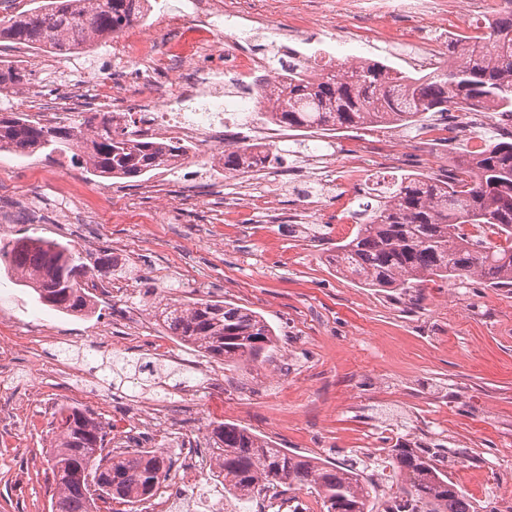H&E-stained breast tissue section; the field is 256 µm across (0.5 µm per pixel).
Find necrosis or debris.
I'll return each mask as SVG.
<instances>
[{
    "mask_svg": "<svg viewBox=\"0 0 512 512\" xmlns=\"http://www.w3.org/2000/svg\"><path fill=\"white\" fill-rule=\"evenodd\" d=\"M259 9L246 11L233 0H181L170 6L160 0L159 19L151 41L135 32L120 29L108 42L110 49L131 58L135 65L112 89L109 116L112 129L131 138L158 143L183 144L181 155L169 158L170 171L195 167L197 178L222 173L226 150L248 145L254 151L278 149L285 137L267 118L270 109L264 93L276 86L288 64L315 66L330 60L329 48L313 49L306 44L279 51L277 55L252 53L247 49L255 33L266 32L276 39L281 31L269 25L274 0H262ZM378 12H400L424 29L413 66L435 68L445 39L455 30L454 9L439 0H379ZM229 27L236 34L231 43L213 39L176 51L186 28ZM213 469L211 457H200L196 475L184 477L189 492L176 499L161 498L157 512H244L240 506H225L221 485L206 482Z\"/></svg>",
    "mask_w": 512,
    "mask_h": 512,
    "instance_id": "necrosis-or-debris-1",
    "label": "necrosis or debris"
}]
</instances>
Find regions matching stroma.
Here are the masks:
<instances>
[{
  "mask_svg": "<svg viewBox=\"0 0 512 512\" xmlns=\"http://www.w3.org/2000/svg\"><path fill=\"white\" fill-rule=\"evenodd\" d=\"M360 3L358 13L341 18L336 0H320L322 17L302 38L316 47L332 32L337 61L353 54L409 69L408 47L357 39L362 30L403 28L405 19L375 17L374 0ZM106 52L96 39L45 70L40 62L50 51L0 41V59L26 74L16 89L0 92V110L44 112L52 125L83 123L92 113L85 103L53 101L66 78L61 67L73 64L78 79L96 88ZM471 118L455 141L423 139L443 121L440 112L409 127L291 131L278 161L247 176L259 182L278 174L274 224L239 200L234 181L213 193L163 168L103 179L69 151L0 152V242L30 235L68 244L86 266L81 283L94 279L114 291L89 316L67 315L0 270V336L12 339L11 363L0 370V512H52L47 452L53 415L66 404L90 410L141 447L170 448L176 475L188 463L181 441L209 452L211 431L224 422L339 465L386 457L401 438L438 443L449 457L466 451L450 472L478 512H512V499L484 484L493 476L512 487V288L428 281L418 302L368 288L337 273L332 261L354 224L325 221L314 209L306 222L292 220L304 191L317 202H365L404 174L433 177L442 158L512 138L511 119L486 112ZM369 140L380 141L382 151L365 162L359 181L345 182L341 170L366 153ZM106 255L127 275L101 272L97 262ZM169 298L222 300L259 313L277 335L269 361L228 371L223 360L182 344L154 315ZM32 330L43 342L28 341ZM159 341L172 350L169 364L193 367L200 397L176 426L162 416L150 430L139 417L155 396L112 389L89 373L115 354H153Z\"/></svg>",
  "mask_w": 512,
  "mask_h": 512,
  "instance_id": "obj_1",
  "label": "stroma"
}]
</instances>
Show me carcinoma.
<instances>
[{
    "instance_id": "carcinoma-1",
    "label": "carcinoma",
    "mask_w": 512,
    "mask_h": 512,
    "mask_svg": "<svg viewBox=\"0 0 512 512\" xmlns=\"http://www.w3.org/2000/svg\"><path fill=\"white\" fill-rule=\"evenodd\" d=\"M139 0H41L23 15L0 21V38L60 53L84 48L97 36L129 24ZM460 46L448 67L417 76L372 61L340 62L308 72L288 68L277 88L272 120L314 130L412 126L428 112H494L512 117V0L477 41ZM78 145L75 127L45 125L16 112L0 113V152L52 153ZM182 152L176 143L134 141L112 133L100 114L86 155L94 175L133 178ZM244 150L224 152V170L247 173ZM466 178L407 174L356 213L355 234L336 246V272L368 288L400 295L420 293L429 280L490 288L512 287V142L485 143L461 156ZM488 226L497 239H474L462 227ZM5 269L20 275L39 302L65 314L86 315L92 302L77 281L83 269L71 248L56 240L23 236L0 246ZM163 325L186 345L224 358L229 370L263 363L275 332L260 314L229 302L173 300L157 307ZM114 387H144L160 364L152 357L117 355L107 365ZM54 448L48 464L55 483L52 512H119L153 497L170 480V458L140 448L108 449L112 439L87 409L55 412ZM211 451L224 493L249 500L274 487L313 490L323 512H477L471 497L448 475L436 448L397 443L386 460L400 476L392 505L376 506V485L354 464L338 465L271 446L246 427L221 423L211 431Z\"/></svg>"
}]
</instances>
